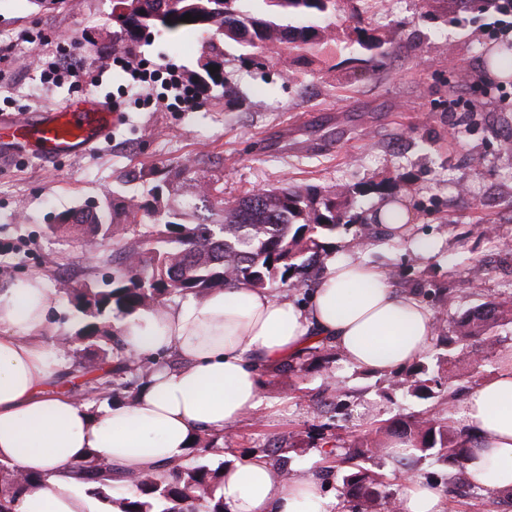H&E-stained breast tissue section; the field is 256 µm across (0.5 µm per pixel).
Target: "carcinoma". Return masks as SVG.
I'll use <instances>...</instances> for the list:
<instances>
[{
    "label": "carcinoma",
    "instance_id": "cac0c4a2",
    "mask_svg": "<svg viewBox=\"0 0 512 512\" xmlns=\"http://www.w3.org/2000/svg\"><path fill=\"white\" fill-rule=\"evenodd\" d=\"M344 0H120L122 12H112V52L129 53L144 39L146 30L171 37L182 34L206 36L193 78L221 88V95L235 94L227 78L212 74L209 67L224 58L225 47L235 43L246 50L250 64L272 63L286 52L299 58L318 53L335 41L327 21ZM196 20L181 21L185 14ZM357 43L375 58L388 39L355 27ZM485 61L500 71L512 70V44L500 46ZM170 174L157 180L139 200L129 202L106 195L100 206L72 208L55 216L54 228L87 226L92 237L104 243L119 224L147 223L150 229L137 234L134 245L121 254H109L104 263L112 273L102 278L103 287L70 279L65 296L78 314L74 342L98 359L90 371L98 372L85 383L80 396L93 398L100 391L113 397L112 385L130 387L146 378L151 369L125 357L112 322L141 308L165 306L172 295L202 296L215 288L245 285L264 289L295 277L308 287L316 284L322 234L336 229L346 218L345 203L308 186L284 185L249 193L234 202L224 201L221 190L198 187L191 199L178 205L170 200ZM151 268L141 280L134 268ZM512 321V303L487 301L468 316L445 322L434 318L431 348L420 360L398 372V384L409 395L428 398L445 379L456 377L448 351L479 343L492 347L491 328L500 320ZM411 446V454H433L466 473L467 436L437 416L411 417L387 433ZM214 452L211 443L192 448L186 463L169 469L161 478L130 477L101 461L91 452L73 466L86 492L109 501L112 512H225L224 498L217 493L224 468L211 467L201 459ZM40 478L18 473L0 464V512H15L23 492L37 486ZM343 486L358 502L357 512H373L384 499L383 483L357 468L343 476Z\"/></svg>",
    "mask_w": 512,
    "mask_h": 512
}]
</instances>
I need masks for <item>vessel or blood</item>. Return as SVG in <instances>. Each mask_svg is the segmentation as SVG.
Segmentation results:
<instances>
[{"instance_id":"obj_1","label":"vessel or blood","mask_w":512,"mask_h":512,"mask_svg":"<svg viewBox=\"0 0 512 512\" xmlns=\"http://www.w3.org/2000/svg\"><path fill=\"white\" fill-rule=\"evenodd\" d=\"M117 119L107 101H72L39 118L23 119L17 132L36 156H74L98 143Z\"/></svg>"}]
</instances>
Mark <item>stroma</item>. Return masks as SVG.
Wrapping results in <instances>:
<instances>
[{"instance_id": "obj_1", "label": "stroma", "mask_w": 512, "mask_h": 512, "mask_svg": "<svg viewBox=\"0 0 512 512\" xmlns=\"http://www.w3.org/2000/svg\"><path fill=\"white\" fill-rule=\"evenodd\" d=\"M492 0H371L369 28L391 37L385 55L367 61L345 12L332 27L336 50L308 63L281 55L275 66L255 70L227 47L225 75H237L243 100L210 89L200 104L178 105L163 82H138L112 52V0H70L60 10L34 0H0V128L41 115L73 100L69 82L44 83L20 66L39 52L51 65L58 45L77 38V56L98 85L82 98L120 102V119L109 139L89 152L42 160L16 141L0 138V285L45 274L55 307L50 340L62 356L59 384L71 390L73 370L84 362L70 336L76 312L58 296L64 279L94 281L105 254L129 244L132 228L117 226L104 248L90 252L86 230L51 231L57 213L100 204L107 192L142 194L150 180L125 182L127 172L195 166L192 182L223 189L225 200L284 183L321 192H347L348 223L325 234L322 261L356 256L382 269L392 285L407 289L426 279L447 289L448 313L463 317L484 302H512V77L491 73L481 46L512 43V25L499 24ZM202 37L151 35L129 53L147 70L191 73ZM401 197L413 216L406 239H376L354 248L363 224L381 200ZM495 225L496 242L479 229ZM431 244L420 253L419 241ZM496 343L480 365L470 354H453L460 381H482L512 351V323L494 330ZM263 406L212 436L210 466L249 454H268L280 440L290 473L320 478L328 512H356L344 495L342 472L328 451L361 446L366 431L419 413L459 411L452 385L439 396L417 399L392 376L369 375L345 361L296 373L283 366L258 369ZM338 382L343 408L320 410V395Z\"/></svg>"}]
</instances>
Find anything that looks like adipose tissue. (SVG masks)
Listing matches in <instances>:
<instances>
[{"label": "adipose tissue", "instance_id": "adipose-tissue-1", "mask_svg": "<svg viewBox=\"0 0 512 512\" xmlns=\"http://www.w3.org/2000/svg\"><path fill=\"white\" fill-rule=\"evenodd\" d=\"M51 290L33 274L0 287V464L38 473L18 512H101L72 474L94 450L127 473L162 475L186 463L201 434L261 414L257 368L304 354L324 341L353 367L385 375L430 348L432 314L412 293L364 261H330L308 303L265 289L219 288L120 321L126 353L158 366L135 398L96 415L57 391L60 357L50 343ZM462 423L471 436L468 476L492 493L512 490V355L466 398ZM226 512H323L320 480L286 476L256 454L224 467L219 488ZM398 512H447L439 487L407 479Z\"/></svg>", "mask_w": 512, "mask_h": 512}]
</instances>
